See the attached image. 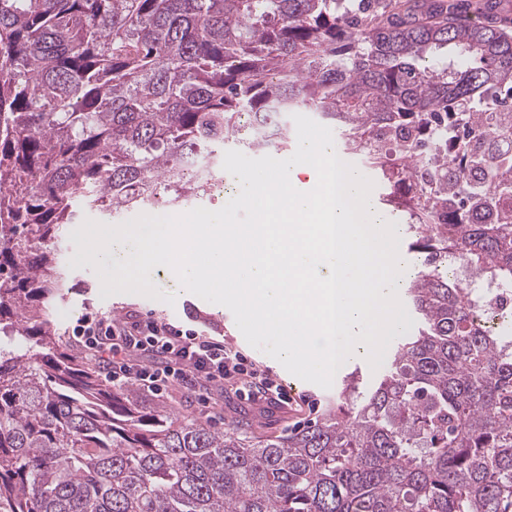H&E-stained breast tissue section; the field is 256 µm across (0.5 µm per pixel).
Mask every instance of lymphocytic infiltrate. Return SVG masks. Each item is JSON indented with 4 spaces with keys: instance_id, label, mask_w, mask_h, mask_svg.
Wrapping results in <instances>:
<instances>
[{
    "instance_id": "1",
    "label": "lymphocytic infiltrate",
    "mask_w": 512,
    "mask_h": 512,
    "mask_svg": "<svg viewBox=\"0 0 512 512\" xmlns=\"http://www.w3.org/2000/svg\"><path fill=\"white\" fill-rule=\"evenodd\" d=\"M72 334L94 351L112 384L137 382L160 394L178 386L209 390L230 383L244 399L269 406L290 404L288 392L223 342L183 332L156 319L118 321L99 312L80 315Z\"/></svg>"
}]
</instances>
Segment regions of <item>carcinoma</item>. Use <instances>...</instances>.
Masks as SVG:
<instances>
[{"instance_id": "obj_1", "label": "carcinoma", "mask_w": 512, "mask_h": 512, "mask_svg": "<svg viewBox=\"0 0 512 512\" xmlns=\"http://www.w3.org/2000/svg\"><path fill=\"white\" fill-rule=\"evenodd\" d=\"M448 45L464 66L429 59ZM509 101L512 36L444 0H0V512H512V350L449 274L512 286ZM293 112L414 191L417 330L286 436L102 387L56 333L45 245L210 192L225 145L281 150Z\"/></svg>"}]
</instances>
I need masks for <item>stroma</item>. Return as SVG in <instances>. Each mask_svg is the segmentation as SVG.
<instances>
[{
    "label": "stroma",
    "instance_id": "1",
    "mask_svg": "<svg viewBox=\"0 0 512 512\" xmlns=\"http://www.w3.org/2000/svg\"><path fill=\"white\" fill-rule=\"evenodd\" d=\"M149 278L162 292L174 295V303L151 299L140 294H114L106 297L101 292L100 279L92 265L86 264L79 269H70L72 291L67 301L58 307L55 322L64 335V344L90 369L98 367L95 357L90 351L79 346L69 334L74 319L88 306L111 314L117 320L136 315L196 330L240 351L249 362L267 372L278 383L293 380L291 373L280 362L247 343L227 307L207 302L183 289L171 273L153 271L150 272ZM296 383L297 392L294 400L284 407L268 408L245 401L236 394L234 387L229 385L221 390H213L204 400L196 394L176 387L159 396L158 402L168 412L191 414L218 428L243 420L249 422L255 435H279L316 419L319 412L336 403L341 390V384L337 381L327 389L303 380Z\"/></svg>",
    "mask_w": 512,
    "mask_h": 512
}]
</instances>
